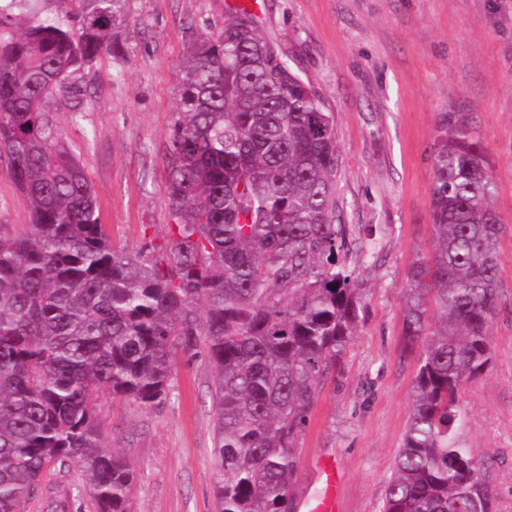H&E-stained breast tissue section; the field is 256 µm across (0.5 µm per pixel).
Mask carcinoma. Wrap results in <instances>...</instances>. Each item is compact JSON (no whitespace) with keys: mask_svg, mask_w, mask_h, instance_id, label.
Masks as SVG:
<instances>
[{"mask_svg":"<svg viewBox=\"0 0 512 512\" xmlns=\"http://www.w3.org/2000/svg\"><path fill=\"white\" fill-rule=\"evenodd\" d=\"M118 0H83L74 26L34 18L0 40V154L30 223L0 235V512H21L54 463L77 467L96 512H129V462L102 443L107 393L170 394L177 352L215 367L217 512H286L317 381L356 333L359 282L339 260L333 117L245 10L181 63L165 145L173 224L159 253L112 248L92 185L60 137L85 71L112 50ZM496 185L463 117L442 115L429 218L403 350L418 352L403 445L381 512H495L486 459L461 439L459 390L492 361L499 305ZM435 327L429 329V314Z\"/></svg>","mask_w":512,"mask_h":512,"instance_id":"obj_1","label":"carcinoma"}]
</instances>
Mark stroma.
Returning a JSON list of instances; mask_svg holds the SVG:
<instances>
[{
    "instance_id": "1",
    "label": "stroma",
    "mask_w": 512,
    "mask_h": 512,
    "mask_svg": "<svg viewBox=\"0 0 512 512\" xmlns=\"http://www.w3.org/2000/svg\"><path fill=\"white\" fill-rule=\"evenodd\" d=\"M235 0H121L117 53L84 79L81 112L57 124L96 195L112 246L147 254L172 217L163 149L189 41L218 31ZM255 22L276 53L318 92L339 148L336 221L374 257L342 254L364 282L363 318L320 391L298 439L291 512L320 494L319 465L336 462L341 512H380L402 446L417 357L401 348L411 262L431 255L433 143L441 114L466 116L497 185L500 300L492 362L459 403L468 447L490 462L498 512H512V0H261ZM29 216L0 157V233ZM214 370L205 353L177 354L159 408L99 398L104 442L134 473L130 512H216ZM22 512H95L77 469L47 467Z\"/></svg>"
}]
</instances>
